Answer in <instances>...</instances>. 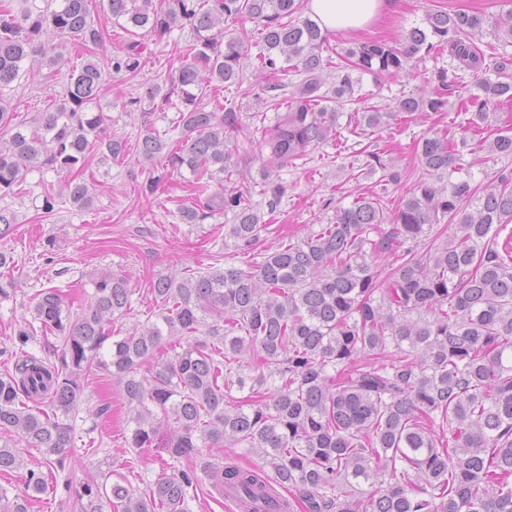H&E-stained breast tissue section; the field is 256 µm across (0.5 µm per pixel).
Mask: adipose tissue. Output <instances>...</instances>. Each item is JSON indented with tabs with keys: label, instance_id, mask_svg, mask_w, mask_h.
<instances>
[{
	"label": "adipose tissue",
	"instance_id": "1",
	"mask_svg": "<svg viewBox=\"0 0 512 512\" xmlns=\"http://www.w3.org/2000/svg\"><path fill=\"white\" fill-rule=\"evenodd\" d=\"M389 0H309L308 7L321 28L340 32L368 29Z\"/></svg>",
	"mask_w": 512,
	"mask_h": 512
}]
</instances>
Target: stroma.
Instances as JSON below:
<instances>
[{
  "label": "stroma",
  "instance_id": "35a3bbf8",
  "mask_svg": "<svg viewBox=\"0 0 512 512\" xmlns=\"http://www.w3.org/2000/svg\"><path fill=\"white\" fill-rule=\"evenodd\" d=\"M500 9V0H393L391 8L369 29L331 34L329 43L339 51L367 38L395 45L411 28L422 25L427 13L461 10L489 17ZM191 39L189 29L180 27L161 38L145 35V63L137 75L106 74L102 95L109 105L112 130L132 144L148 128L165 133L171 142L179 138L180 132L173 126L175 109L152 111L136 104L135 97L142 83L174 79L182 63L181 52ZM262 51L259 40H250L243 81L226 90L222 99L225 108L236 111L241 121L240 130L229 136L233 175L224 185L230 191L250 192L264 222L252 249H237L229 237L233 212L214 214L198 224L182 223L178 207L187 200L190 174L166 172L162 160L144 161L133 148L119 160L91 157L85 177L95 186L94 199L82 210L66 204L44 213L45 189L58 183L59 177L31 171L22 193L9 201L17 214L14 231L0 238V249L14 255L12 276L16 282L14 296L0 300V348L23 349L41 357L54 343V335L46 334L33 315L43 289H60L77 303L92 290L98 272L121 275L132 290L131 310L115 326L126 330L160 322L162 311L151 295V283L158 276L174 273L182 277L223 267L228 261L240 265L262 259L281 241L304 238L329 223L337 208L350 206L362 193L383 200L388 210H397L422 172L419 139L442 129L460 131L468 119L461 102L475 93L474 85L460 86L449 95L442 112H426L413 119L399 117L388 127L365 133L349 129L347 115H340L336 124L340 139L319 145L295 164L269 170L265 167L266 150L249 138L250 127L272 124L276 115L265 101L266 79L254 69ZM448 63L447 54L433 53L406 73L362 75L358 103L394 111L402 96L428 90L429 80ZM66 79V74L54 76L48 67L36 65L0 94L10 101L18 120L32 126L38 112L60 102ZM461 153L475 183L484 185L502 172H512V159L489 155L478 140H471ZM154 176L160 179L159 187L155 193H146V181ZM270 181L284 189L282 202L273 213L259 194ZM23 326L33 334L24 345L17 337ZM103 407L108 408V415H100ZM130 415L116 379L106 376L85 389L70 415L76 432L75 445L67 451L70 469L54 473L32 512H77L66 483L78 484L107 473L113 480H126L136 494L146 493L169 456L161 448L129 447ZM226 461L252 469L264 466L263 458L246 448L202 449L189 460L201 474L188 500L189 512H237L232 501L219 496L203 475L208 464Z\"/></svg>",
  "mask_w": 512,
  "mask_h": 512
}]
</instances>
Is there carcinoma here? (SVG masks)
<instances>
[{
	"instance_id": "carcinoma-1",
	"label": "carcinoma",
	"mask_w": 512,
	"mask_h": 512,
	"mask_svg": "<svg viewBox=\"0 0 512 512\" xmlns=\"http://www.w3.org/2000/svg\"><path fill=\"white\" fill-rule=\"evenodd\" d=\"M58 2L54 10L33 2L19 19L0 9V90L53 39L58 51L44 59L53 74L68 62L63 40L85 57L69 68L62 102L39 113L34 131L15 121L0 97V128L10 131L0 143V198L16 194L33 169L64 173L58 188L45 192L48 213L60 203L90 206L92 187L81 173L91 154L126 155L127 139L107 132L103 74L107 67L136 74L144 53L135 40L101 65L102 31L88 21L92 0ZM503 7L495 18L433 12L399 46L367 41L349 48L327 95L319 93L332 67L327 33L302 16L300 0H173L164 11L152 0H106L108 17L133 38L141 30L160 38L174 27L192 32L177 80L146 84L136 97L151 107L175 103L181 143L172 146L149 128L139 154L194 176L198 196L180 211L183 223L234 212L229 237L242 250L256 242L261 216L251 197L224 194L226 137L241 128L240 119L209 106L211 92L242 79L249 34L224 35L225 21L246 16L258 23L266 48L258 65L276 76L264 91L272 106L285 108L261 141L270 161L286 167L334 136L356 75L407 72L422 51L446 48L452 65L435 74L438 89L400 98L398 111H441L445 93L467 75L479 90L468 125L482 128L486 108L512 101V57L497 62L492 79L474 42L486 26L512 38V0ZM387 117L366 107L350 113L349 123L373 129ZM488 151L512 158V130L498 132ZM419 158L423 176L392 217L378 200L359 195L321 230L246 269L230 264L194 277L158 276L151 293L164 310L162 327L114 335L131 291L110 270L95 277L77 309L59 289H44L35 318L61 345L44 357H16L14 372L0 377V474L27 472L21 492L0 493V512H31L48 489L41 465H28L16 443L47 461L55 457V469L65 471L76 438L68 416L85 384L102 376L120 382L133 411L131 448L150 447L170 418L168 452L176 461L224 446L261 455L269 479L233 464L207 470L239 512H294L283 489L305 494V512H512V243L500 250L495 242L512 220V173L482 189L452 178L458 149L445 135L424 139ZM440 223L448 228L445 241L434 232ZM387 251L395 266L382 278L378 263ZM166 343L173 357L153 379L139 375ZM235 388L249 390V406L233 403ZM198 482L195 469L175 466L139 496L118 481H91L75 489L78 512H187Z\"/></svg>"
}]
</instances>
